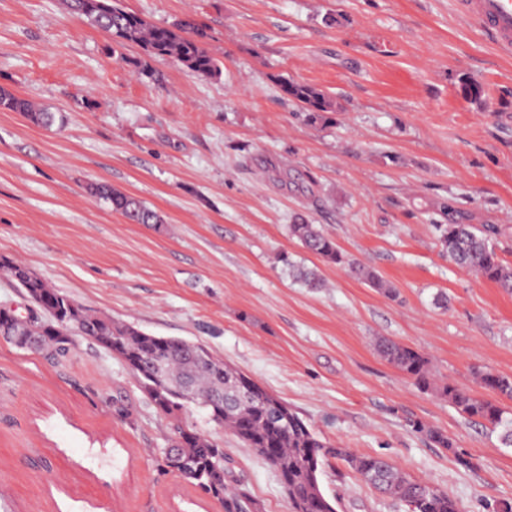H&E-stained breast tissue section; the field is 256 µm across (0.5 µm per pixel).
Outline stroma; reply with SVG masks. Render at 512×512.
<instances>
[{
	"label": "stroma",
	"instance_id": "35a3bbf8",
	"mask_svg": "<svg viewBox=\"0 0 512 512\" xmlns=\"http://www.w3.org/2000/svg\"><path fill=\"white\" fill-rule=\"evenodd\" d=\"M155 24L205 22L224 64L203 79L70 13L63 0H0V86L65 113L43 128L0 112V257L75 304L156 336L205 344L282 399L316 434L386 457L462 512L512 503V447L441 396H484L476 371L512 376V294L458 269L434 231L449 202L498 229L512 263V53L453 0H124ZM342 106L306 122L280 78ZM481 82L465 100L460 78ZM111 185L158 211L128 223L85 192ZM302 213L397 291L319 264L288 236ZM319 266L313 292L285 261ZM447 306H439V295ZM428 358L423 390L374 347ZM228 478L260 512H290L276 471L194 408ZM441 430L438 448L425 428ZM171 434L121 360L79 341L59 362L0 339V512H222L157 451ZM472 467H465V460ZM337 512H405L342 461L320 475Z\"/></svg>",
	"mask_w": 512,
	"mask_h": 512
}]
</instances>
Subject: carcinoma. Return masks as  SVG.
<instances>
[{"label":"carcinoma","instance_id":"1","mask_svg":"<svg viewBox=\"0 0 512 512\" xmlns=\"http://www.w3.org/2000/svg\"><path fill=\"white\" fill-rule=\"evenodd\" d=\"M67 10L83 16L110 32L119 45L132 43L144 52L140 59H130L142 79L159 82L160 73L152 68V58H169L203 78H218L222 63L205 47L206 29L192 19L170 25H157L139 14L126 10L121 0H63ZM283 94L301 105L305 118L313 124L327 126L341 105L313 85L279 80ZM463 97L479 103L485 95L483 85L471 79L461 82ZM0 111L18 112L39 127L63 125L66 115L48 112L34 101L0 87ZM87 193L103 202L131 224H149L161 230L164 218L140 199L107 184L91 182ZM439 212L448 223L435 225L442 254L457 268L496 284L512 293V264L496 251L492 225L477 227L465 224L454 215L452 206L441 203ZM288 236L327 265L348 269L353 275L387 297L397 295L395 288L376 270L345 253L335 239L317 224L299 214L287 225ZM288 275L307 288L324 287L318 268H305L285 262ZM0 270L22 288L27 297L40 288H50V299L33 303L36 313L23 317L9 307L0 308V337H10L27 325L38 328L42 336L40 351L54 360L66 358L76 342L57 337V314L70 317L76 336L122 359L136 379L140 390L156 411L171 420L172 436L158 458L162 469L173 472L217 501L223 512H257L250 492L227 480L224 448L195 426L182 422L187 407L181 397L189 392L191 404L204 409L213 423L224 427L243 447L260 456L274 468L288 497L292 512H337L336 502L321 488L319 474L323 467L339 460L348 464L357 477L383 496L402 503L406 512H460L448 493L401 473L388 459L358 456L345 448L322 441L313 429L279 397L262 386L250 398L241 397L240 369L216 357L205 345L179 337L155 336L135 326L95 313L73 303L66 295L42 278L27 277L28 268L6 258ZM375 347L379 355L426 390L433 388L428 360L416 350L381 337ZM484 389L493 398H477L448 383L439 389L462 413L479 418L501 430L502 444L512 446V410L503 400H512V377L485 372L480 374Z\"/></svg>","mask_w":512,"mask_h":512}]
</instances>
